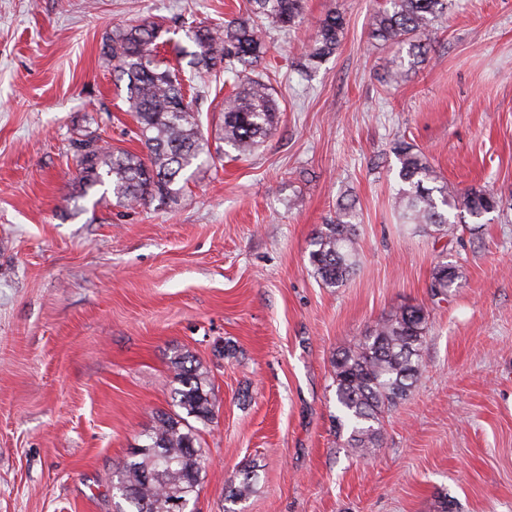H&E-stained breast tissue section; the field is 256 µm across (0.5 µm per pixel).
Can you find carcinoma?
<instances>
[{
  "instance_id": "obj_1",
  "label": "carcinoma",
  "mask_w": 512,
  "mask_h": 512,
  "mask_svg": "<svg viewBox=\"0 0 512 512\" xmlns=\"http://www.w3.org/2000/svg\"><path fill=\"white\" fill-rule=\"evenodd\" d=\"M304 0H250L249 16L234 18L224 26L199 25L188 35L195 50H181L192 73L225 72L236 79L233 95L224 99V144L247 155L258 148L277 124L278 107L269 85L247 69L266 53L269 27H291L303 15ZM448 12V0H386L373 15L370 34L396 48L397 81L404 67L423 64L430 35ZM344 16L334 8L320 20L303 55L304 66L317 68L336 52L344 30ZM161 27L153 22L122 27L104 44L103 54L112 62L116 81L126 82L127 111L136 123L139 153L101 144L95 136L74 142L79 171L75 198L88 196L110 185L112 195L126 206L142 205L155 198L178 197L185 174L208 150L198 115L186 102L185 79L157 51ZM393 153L400 167L397 221L434 238L456 231L450 211L460 208L480 218L496 210L490 189L463 194L448 191V183L415 145L398 140ZM359 213L352 201L336 207V217L322 225L311 240L309 263L328 288L342 287L357 266L356 231ZM459 278V266L439 262L429 283L431 296L447 294ZM427 315L422 305H407L378 322L371 334L341 350L333 361L336 401L341 415L338 431H348L346 447L363 451L378 448L383 434L381 412L403 399L417 380L420 351L425 342ZM174 399L186 416L162 412L157 425L145 434V443L114 468L112 488L133 507V512H189L202 480L196 429L188 418L206 424L213 419L214 404L204 374L174 357ZM253 471L240 472L230 498L241 499L254 489Z\"/></svg>"
}]
</instances>
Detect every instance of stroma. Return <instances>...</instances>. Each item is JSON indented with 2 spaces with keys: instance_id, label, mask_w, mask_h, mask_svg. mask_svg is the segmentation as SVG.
I'll use <instances>...</instances> for the list:
<instances>
[{
  "instance_id": "obj_1",
  "label": "stroma",
  "mask_w": 512,
  "mask_h": 512,
  "mask_svg": "<svg viewBox=\"0 0 512 512\" xmlns=\"http://www.w3.org/2000/svg\"><path fill=\"white\" fill-rule=\"evenodd\" d=\"M248 0H0V512H116L114 463L174 412L176 355L208 377L197 512H512V0H452L424 64L388 80L369 36L385 0H305L271 30L256 73L279 121L252 154L222 138L229 82L193 107L210 155L176 201L73 205L72 143L140 151L125 88L101 48L157 22L180 60L183 22L223 24ZM345 27L317 69L298 65L330 8ZM404 139L448 187H488L497 211L435 242L398 224ZM360 214L356 273L322 285L308 262L342 196ZM459 263L447 297L428 285ZM429 314L421 372L380 420L384 444L336 432L333 360L404 305ZM253 492L230 501L241 469Z\"/></svg>"
}]
</instances>
